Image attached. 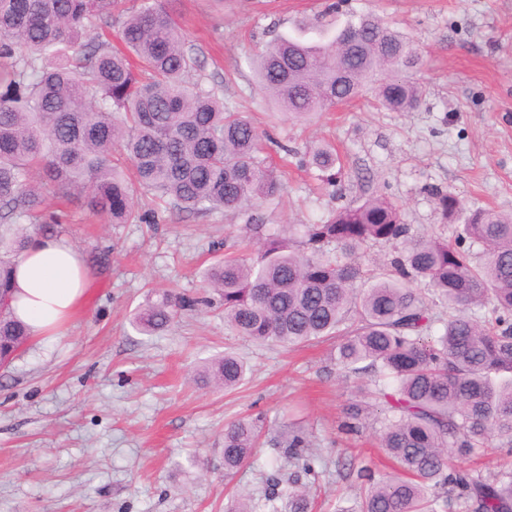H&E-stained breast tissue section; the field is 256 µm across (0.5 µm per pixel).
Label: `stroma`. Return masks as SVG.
<instances>
[{
  "instance_id": "obj_1",
  "label": "stroma",
  "mask_w": 512,
  "mask_h": 512,
  "mask_svg": "<svg viewBox=\"0 0 512 512\" xmlns=\"http://www.w3.org/2000/svg\"><path fill=\"white\" fill-rule=\"evenodd\" d=\"M207 85L270 139L273 165L287 163L283 199L262 208L269 224H311L382 194L416 234L452 236L431 191L465 208L512 213V0H175ZM375 13L404 32L423 64L425 89L411 112L378 108L373 93L314 123L275 111L251 65L279 36L325 41L351 16ZM333 144L344 170L336 185L309 163L315 142ZM292 154L282 158L281 146ZM66 238L92 265L85 302L69 329L29 343L0 368V512H225L238 490L256 512L266 480L287 478L279 442L302 425L318 450L314 512H350L360 491L336 460L387 473L378 425L341 428L356 379L333 360L334 339L288 348L233 335L224 309L181 311L153 336L130 317L149 296H202V272L239 241L242 219L171 215L156 224H106L69 207ZM235 352L249 366L232 390L198 387L203 359ZM261 415L262 445L224 476L227 424Z\"/></svg>"
}]
</instances>
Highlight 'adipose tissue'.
<instances>
[{
  "mask_svg": "<svg viewBox=\"0 0 512 512\" xmlns=\"http://www.w3.org/2000/svg\"><path fill=\"white\" fill-rule=\"evenodd\" d=\"M89 269L66 239L34 237L15 259L11 309L30 338L63 333L82 307Z\"/></svg>",
  "mask_w": 512,
  "mask_h": 512,
  "instance_id": "adipose-tissue-1",
  "label": "adipose tissue"
}]
</instances>
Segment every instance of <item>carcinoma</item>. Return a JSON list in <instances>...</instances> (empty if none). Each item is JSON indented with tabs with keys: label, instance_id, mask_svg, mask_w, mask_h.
I'll list each match as a JSON object with an SVG mask.
<instances>
[{
	"label": "carcinoma",
	"instance_id": "1",
	"mask_svg": "<svg viewBox=\"0 0 512 512\" xmlns=\"http://www.w3.org/2000/svg\"><path fill=\"white\" fill-rule=\"evenodd\" d=\"M117 29L123 50L93 35ZM413 42L375 15H363L324 43L282 36L254 61L261 91L298 121L348 104L371 88L394 112L417 108L422 86ZM197 55L166 0H0V289L34 234L60 237L67 215L51 200L77 196L113 224L145 223L135 200L165 211L248 214L251 257L232 252L204 272L209 293L164 292L135 312L142 335L166 330L178 312L224 307L236 336L288 347L339 337L334 360L358 378L343 427L359 431L382 414L378 446L393 473L356 470L358 512H512V467L482 476L461 460L492 442L512 452V215L468 212L460 233L414 235L400 207L381 195L313 224H266L264 204L286 190L284 172L263 156V134L224 98L190 80ZM310 163L333 186L336 150L315 146ZM448 223L463 211L449 191L433 193ZM393 252L363 269L368 248ZM482 247L477 256L472 246ZM453 310L448 318L436 304ZM476 307L487 319L467 313ZM29 339L9 304L0 311V355ZM247 367L236 354L193 372L207 388L237 387ZM258 417L224 428V476L251 458ZM297 469L288 491L268 479L266 501L285 496L289 512H311L319 472L309 434L288 428Z\"/></svg>",
	"mask_w": 512,
	"mask_h": 512
}]
</instances>
